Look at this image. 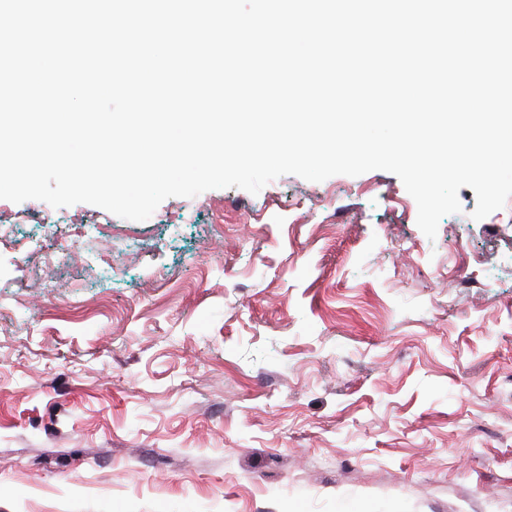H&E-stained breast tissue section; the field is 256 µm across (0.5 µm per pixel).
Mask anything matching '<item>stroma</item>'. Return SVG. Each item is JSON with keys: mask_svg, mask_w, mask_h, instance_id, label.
Instances as JSON below:
<instances>
[{"mask_svg": "<svg viewBox=\"0 0 512 512\" xmlns=\"http://www.w3.org/2000/svg\"><path fill=\"white\" fill-rule=\"evenodd\" d=\"M458 196L432 239L381 170L0 200V512H512V207Z\"/></svg>", "mask_w": 512, "mask_h": 512, "instance_id": "obj_1", "label": "stroma"}]
</instances>
